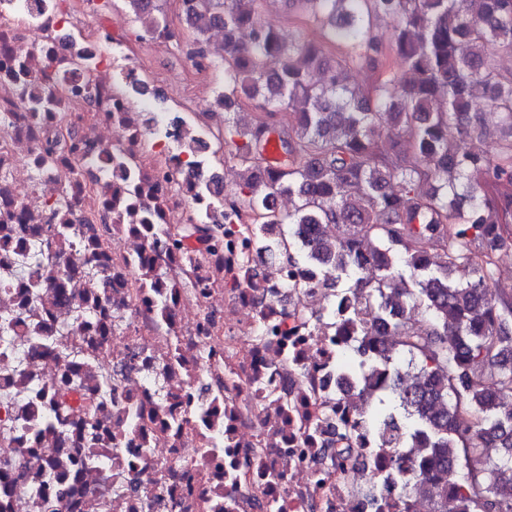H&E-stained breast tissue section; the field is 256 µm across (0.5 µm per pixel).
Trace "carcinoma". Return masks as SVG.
<instances>
[{
    "label": "carcinoma",
    "instance_id": "1",
    "mask_svg": "<svg viewBox=\"0 0 512 512\" xmlns=\"http://www.w3.org/2000/svg\"><path fill=\"white\" fill-rule=\"evenodd\" d=\"M147 30L168 28L160 0H126ZM204 36L224 28V130L242 179L224 206L249 216L248 232L279 229L267 263L316 262L333 290L327 315L363 337L367 377L390 380L401 415L369 403L363 422L385 446L417 448L392 466L409 475L407 501L433 512H512V294L494 293L497 253L512 248V0H287L321 39L285 38L257 24L262 0H181ZM393 23L401 70L374 90L350 82L385 65L374 21ZM328 72L323 83L313 80ZM499 114L500 144L470 103ZM285 107L276 122L241 125L244 101ZM457 138L448 140V128ZM286 158L263 157L272 136ZM207 230L169 235L182 249Z\"/></svg>",
    "mask_w": 512,
    "mask_h": 512
}]
</instances>
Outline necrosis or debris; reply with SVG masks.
I'll list each match as a JSON object with an SVG mask.
<instances>
[{"instance_id":"obj_1","label":"necrosis or debris","mask_w":512,"mask_h":512,"mask_svg":"<svg viewBox=\"0 0 512 512\" xmlns=\"http://www.w3.org/2000/svg\"><path fill=\"white\" fill-rule=\"evenodd\" d=\"M92 2L0 0V512H400L404 451L360 419L377 389L321 269L244 276L262 246L224 214L211 111L128 65L125 27H83ZM146 226V229L152 230V235H161L163 233L169 236L171 244L175 249H182L183 243L187 240L194 239L199 244L203 245L206 242L207 230L205 227L199 224H186L182 227L180 233H167L164 228L159 224H142Z\"/></svg>"}]
</instances>
